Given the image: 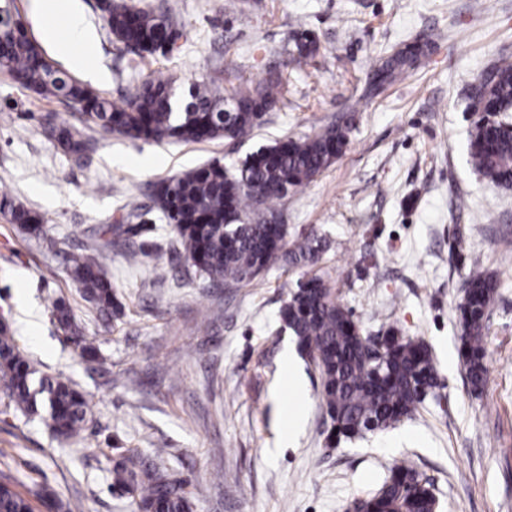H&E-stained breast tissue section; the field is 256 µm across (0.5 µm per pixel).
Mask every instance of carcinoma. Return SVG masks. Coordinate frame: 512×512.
<instances>
[{"instance_id": "obj_1", "label": "carcinoma", "mask_w": 512, "mask_h": 512, "mask_svg": "<svg viewBox=\"0 0 512 512\" xmlns=\"http://www.w3.org/2000/svg\"><path fill=\"white\" fill-rule=\"evenodd\" d=\"M109 32L141 57L165 53L176 34L165 14L134 10L116 0H98ZM320 49L316 36L297 32L293 55L298 61ZM428 44L411 43L384 58L372 71L370 85L380 90L413 69L426 55ZM0 70L22 87L63 99L82 111L86 123L131 139L177 140L203 143L226 138L245 139L266 114L288 93L278 75L248 92L222 94L214 77L194 82L190 100L176 112L170 84L148 72L121 104L110 102L54 66L46 50L25 30L10 29L0 38ZM475 113L512 112V60L501 59L469 92ZM51 136L67 153L83 157L89 140L70 125H57ZM346 132L328 126L301 138H285L246 156L229 169L219 163L197 168L155 185L156 210L172 226L178 251L212 280L249 282L273 263L314 264L327 243L307 236L286 247L287 226L271 224L279 202L321 175L343 153ZM470 162L491 182L512 187V130L494 120L478 121L469 142ZM0 212L10 216L34 237L40 236L39 218L17 206L11 193L0 191ZM142 216L141 207H122L120 223L96 230L103 241L95 254L73 253L69 275L82 297L103 315L114 308L112 283L105 275L112 247ZM497 281L479 262L470 267L464 294L456 307L461 326L459 354L471 388H483L487 375V318ZM281 320L296 338L299 352L311 359L321 377L322 408L329 421L327 439L352 438L367 432L368 423L381 431L411 418L423 402V391L436 386V369L423 340L384 333L386 348L380 375L371 370L364 353V336L352 312L320 277L297 284L281 309ZM15 353L13 340L0 331V376L5 380V407L33 411L43 404L49 427L66 438L80 436L88 402L68 384L42 377ZM163 451L149 459L121 454L113 459V485L130 494L138 512H191L185 483L162 469ZM376 512H431V484L411 467L391 469L385 483L372 495ZM0 512H33L30 502L0 482Z\"/></svg>"}]
</instances>
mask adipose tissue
I'll return each mask as SVG.
<instances>
[{"label": "adipose tissue", "mask_w": 512, "mask_h": 512, "mask_svg": "<svg viewBox=\"0 0 512 512\" xmlns=\"http://www.w3.org/2000/svg\"><path fill=\"white\" fill-rule=\"evenodd\" d=\"M54 2L41 0L35 23L44 38L59 47L74 69L88 70L96 45L95 32L77 8L59 11Z\"/></svg>", "instance_id": "obj_1"}]
</instances>
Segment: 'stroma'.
I'll return each mask as SVG.
<instances>
[{"label":"stroma","instance_id":"1","mask_svg":"<svg viewBox=\"0 0 512 512\" xmlns=\"http://www.w3.org/2000/svg\"><path fill=\"white\" fill-rule=\"evenodd\" d=\"M126 2L170 14L179 36L168 55L140 58L113 40L96 0H81L97 35L93 65L104 74L87 79L94 91L123 102L152 70L176 77L181 103L206 74L229 92L279 73L288 95L244 142L157 143L95 127L79 159L47 129L76 123L71 108L0 72V185L42 227L33 237L0 215V322L38 375L88 400L79 440L53 435L46 411L0 412V479L35 512H133L130 496L112 486V461L163 448L194 512H347L403 462L432 483L439 512H512V188L469 161L476 116L468 97L484 71L512 55V0ZM301 26L321 44L305 66L292 56ZM423 36L431 47L419 66L366 95L378 60ZM332 124L347 128L342 155L279 205L289 239L327 241L314 265L277 262L230 287L175 253L173 232L151 208L156 183ZM132 197L150 212L126 238L138 264L112 251L106 272L119 311L107 318L69 279L66 256L95 248L94 229L113 223ZM476 257L498 284L479 393L460 361L456 314ZM158 264L166 281L154 276ZM315 275L364 335L392 326L425 341L438 385L412 418L328 444L318 371L300 355L293 366L282 361L295 338L281 308L300 279ZM60 300L79 335L94 340L96 360L59 330ZM292 367L304 383L299 400L287 387ZM297 407L305 424L291 443L288 415Z\"/></svg>","mask_w":512,"mask_h":512}]
</instances>
